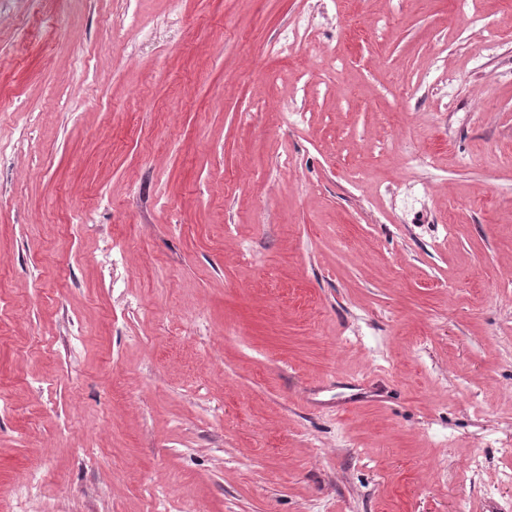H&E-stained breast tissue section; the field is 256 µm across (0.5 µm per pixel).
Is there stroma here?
Masks as SVG:
<instances>
[{"label":"stroma","instance_id":"35a3bbf8","mask_svg":"<svg viewBox=\"0 0 512 512\" xmlns=\"http://www.w3.org/2000/svg\"><path fill=\"white\" fill-rule=\"evenodd\" d=\"M173 7L0 0V512L512 506V0Z\"/></svg>","mask_w":512,"mask_h":512}]
</instances>
